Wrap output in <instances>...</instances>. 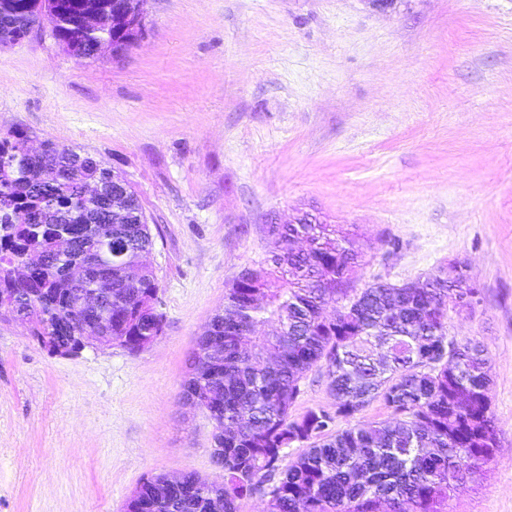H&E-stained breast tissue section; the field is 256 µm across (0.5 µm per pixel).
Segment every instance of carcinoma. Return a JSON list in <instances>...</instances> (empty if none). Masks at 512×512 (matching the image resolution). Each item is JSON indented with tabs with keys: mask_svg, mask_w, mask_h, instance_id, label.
I'll return each instance as SVG.
<instances>
[{
	"mask_svg": "<svg viewBox=\"0 0 512 512\" xmlns=\"http://www.w3.org/2000/svg\"><path fill=\"white\" fill-rule=\"evenodd\" d=\"M35 0H0V45L15 41ZM112 0H51L55 39L83 59L97 38L71 27ZM104 38L126 43L119 25ZM21 129L0 133V318L17 320L49 352L74 355L96 335L94 280L74 286L67 267L96 248L103 229L131 244L113 258L112 344L137 353L163 331L153 305L155 271L133 261L153 248L147 218L129 184L87 154L44 142L27 151ZM101 185L86 199L85 183ZM76 235L60 253L63 231ZM268 261L245 269L225 290L224 306L196 342L184 400L202 401L217 426L213 458L220 481L187 473L144 481L125 512H239L256 493L266 512H448V502L476 482L470 458L489 463L498 445L478 342L448 335V286L351 287L362 253L330 224H268ZM82 296H77V293ZM333 313L324 314V308ZM274 323L271 336H258ZM325 371L334 411L292 415L301 382ZM390 417L332 430L374 402ZM302 452L280 467L288 449Z\"/></svg>",
	"mask_w": 512,
	"mask_h": 512,
	"instance_id": "1",
	"label": "carcinoma"
}]
</instances>
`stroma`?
<instances>
[{
	"label": "stroma",
	"mask_w": 512,
	"mask_h": 512,
	"mask_svg": "<svg viewBox=\"0 0 512 512\" xmlns=\"http://www.w3.org/2000/svg\"><path fill=\"white\" fill-rule=\"evenodd\" d=\"M142 39L0 47V132L86 152L136 190L162 334L54 356L0 320V512H124L143 479L222 471L180 397L198 336L267 224L356 233L354 285L466 265L448 332L483 345L499 449L450 512H512V0H145Z\"/></svg>",
	"instance_id": "35a3bbf8"
}]
</instances>
